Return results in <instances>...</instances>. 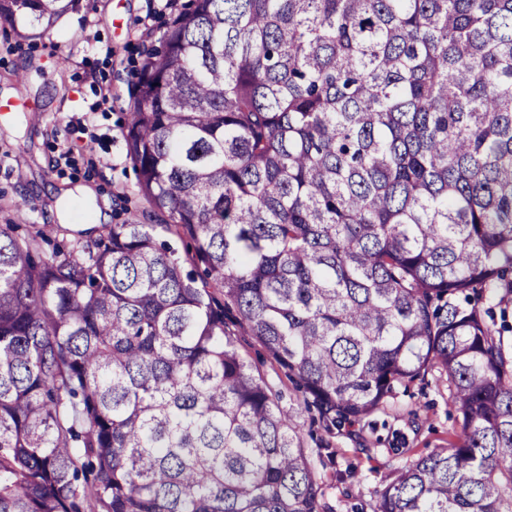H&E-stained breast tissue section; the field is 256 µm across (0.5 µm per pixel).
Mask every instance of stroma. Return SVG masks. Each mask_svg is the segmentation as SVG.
<instances>
[{"mask_svg":"<svg viewBox=\"0 0 512 512\" xmlns=\"http://www.w3.org/2000/svg\"><path fill=\"white\" fill-rule=\"evenodd\" d=\"M187 2L83 0L80 10L30 41L0 25V99L15 96L17 77L26 81L24 105L0 120V224L58 225L69 240L131 217L156 223L137 192L123 128L143 50L159 48L169 20ZM82 186L93 189V200L81 198ZM238 349L282 406L295 403L294 383L256 342L242 339ZM300 425L310 453L326 447L333 454V465L319 471L330 512H373L391 472L456 439L448 378L436 371L365 419L360 435L325 434L306 414Z\"/></svg>","mask_w":512,"mask_h":512,"instance_id":"1","label":"stroma"}]
</instances>
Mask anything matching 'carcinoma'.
Instances as JSON below:
<instances>
[{
	"label": "carcinoma",
	"instance_id": "obj_1",
	"mask_svg": "<svg viewBox=\"0 0 512 512\" xmlns=\"http://www.w3.org/2000/svg\"><path fill=\"white\" fill-rule=\"evenodd\" d=\"M81 0H0L23 40ZM124 127L128 219L0 224V512H324L331 434L437 368L458 441L375 512H512V0H189ZM295 381L288 408L240 354ZM480 306L483 310L490 311L489 314H485V318L496 331L495 335L497 338L499 335L497 331L501 332V338H503L504 344L510 353V347H512V304L505 306L504 304L496 305V302L485 301ZM503 309H505L504 316L502 313Z\"/></svg>",
	"mask_w": 512,
	"mask_h": 512
}]
</instances>
